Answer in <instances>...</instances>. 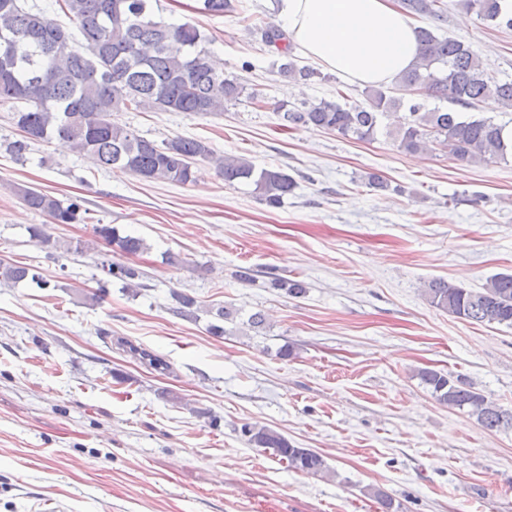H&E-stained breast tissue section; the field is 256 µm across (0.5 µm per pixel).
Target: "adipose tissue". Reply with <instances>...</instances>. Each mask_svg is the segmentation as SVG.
Listing matches in <instances>:
<instances>
[{
    "label": "adipose tissue",
    "mask_w": 512,
    "mask_h": 512,
    "mask_svg": "<svg viewBox=\"0 0 512 512\" xmlns=\"http://www.w3.org/2000/svg\"><path fill=\"white\" fill-rule=\"evenodd\" d=\"M277 9L306 56L362 85L396 82L417 58L415 27L391 0H279Z\"/></svg>",
    "instance_id": "ef3b65f1"
}]
</instances>
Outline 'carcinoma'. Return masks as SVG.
<instances>
[{
    "label": "carcinoma",
    "mask_w": 512,
    "mask_h": 512,
    "mask_svg": "<svg viewBox=\"0 0 512 512\" xmlns=\"http://www.w3.org/2000/svg\"><path fill=\"white\" fill-rule=\"evenodd\" d=\"M61 9L84 38L82 49L71 46V35L62 25L42 13L28 10L21 0H0V102L20 105L14 112L22 139L11 142L7 150L23 158L29 143L57 140L93 159L96 165L118 169L147 181L178 184L193 182L192 167L199 161L215 164L224 182H249L259 199L272 208L293 194L296 181L288 174L271 169L255 170L245 158L216 156L203 141L175 137L158 145L112 121L120 108L137 112H222L246 92L238 79L224 76L210 61L204 37L189 22L171 24L154 15L152 0H61ZM235 0H203L201 10L211 15L235 11ZM487 23L512 30V16L502 0H460ZM398 7L409 17L444 18L442 0H398ZM250 32L274 46L285 58L279 75L295 82H308L321 73L298 66L291 55L290 43L270 18L258 17ZM418 62L398 80L404 91L413 88L420 94L408 100L392 96L380 87L366 91V105L352 107L339 102L320 101L289 106L282 100L274 111L285 126L303 125L313 129L374 138L378 130L397 148L419 153L441 146L448 156L465 163L512 156V143L503 138V125L491 117L463 116L453 110L429 109V98L453 106L472 109L482 103L512 108V81L489 78L478 52L464 43L439 38L430 29L419 28ZM407 106L400 113L397 108ZM16 192L32 210L49 216L55 224H75L84 217L76 201H64L47 192L19 186ZM96 237L114 245L125 255L147 250L144 239L121 236L109 224L93 227ZM30 236L40 245L68 253L41 228ZM107 275L134 287L140 272L133 266L112 262ZM40 282L34 267L0 260V284ZM271 286L297 296L305 291L303 283L273 278ZM174 312L184 318H196V299L172 291ZM428 303L459 319L474 323L512 326V272L491 276L483 288L473 291L436 278L424 284ZM421 383L440 403L460 411L468 410L487 430L512 428V413L501 409L471 384L459 377L431 368L417 372ZM241 435L247 444L273 450L287 467L307 474L326 470L323 457L307 448L295 447L275 430L245 424Z\"/></svg>",
    "instance_id": "carcinoma-1"
}]
</instances>
